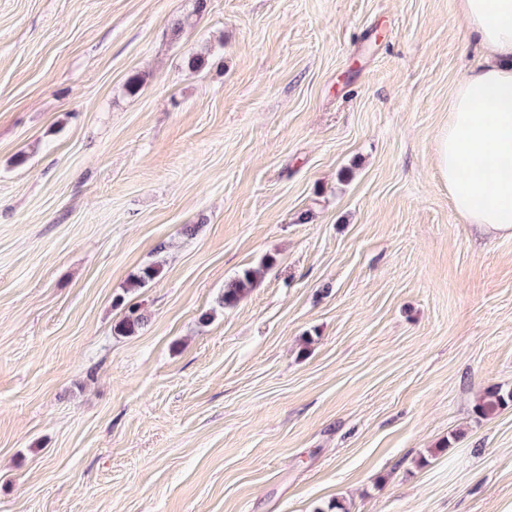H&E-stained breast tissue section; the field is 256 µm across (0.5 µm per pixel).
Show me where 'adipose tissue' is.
Here are the masks:
<instances>
[{
    "instance_id": "obj_1",
    "label": "adipose tissue",
    "mask_w": 512,
    "mask_h": 512,
    "mask_svg": "<svg viewBox=\"0 0 512 512\" xmlns=\"http://www.w3.org/2000/svg\"><path fill=\"white\" fill-rule=\"evenodd\" d=\"M458 11L484 63L450 91L434 163L464 223L512 236V0H459Z\"/></svg>"
}]
</instances>
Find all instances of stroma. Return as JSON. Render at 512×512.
Returning <instances> with one entry per match:
<instances>
[{"label":"stroma","mask_w":512,"mask_h":512,"mask_svg":"<svg viewBox=\"0 0 512 512\" xmlns=\"http://www.w3.org/2000/svg\"><path fill=\"white\" fill-rule=\"evenodd\" d=\"M482 62L457 0H0V512H512V237L432 163ZM272 266V260L261 261L256 268H246L224 286V292L219 298L220 307H231L237 304L253 287L255 282ZM144 319L136 307L128 308L125 315L114 325V332L120 336H134L139 333ZM512 402V391H503L499 387L489 389L485 392L479 403L476 405V413L480 417H487L497 413L498 410Z\"/></svg>","instance_id":"stroma-1"}]
</instances>
